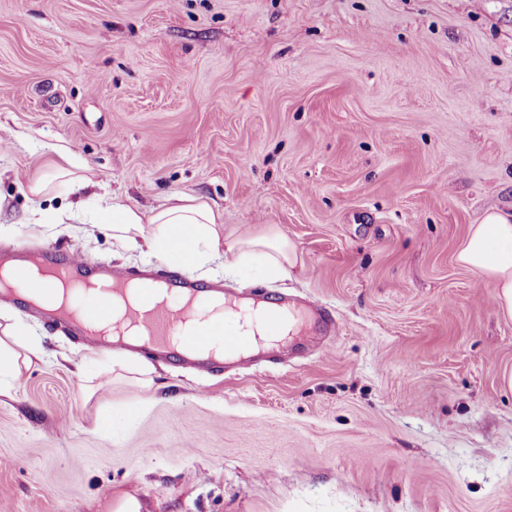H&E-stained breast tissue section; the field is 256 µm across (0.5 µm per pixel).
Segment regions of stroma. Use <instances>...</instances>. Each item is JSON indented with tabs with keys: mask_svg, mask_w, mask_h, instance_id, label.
I'll return each instance as SVG.
<instances>
[{
	"mask_svg": "<svg viewBox=\"0 0 512 512\" xmlns=\"http://www.w3.org/2000/svg\"><path fill=\"white\" fill-rule=\"evenodd\" d=\"M0 247L160 264L99 221L207 200L277 226L336 334L151 389L0 303L44 357L0 394V512H512V320L455 260L512 212V0H0ZM70 158L91 183L29 192ZM109 416L107 428L96 425Z\"/></svg>",
	"mask_w": 512,
	"mask_h": 512,
	"instance_id": "stroma-1",
	"label": "stroma"
}]
</instances>
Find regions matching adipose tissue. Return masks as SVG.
Masks as SVG:
<instances>
[{"label":"adipose tissue","instance_id":"adipose-tissue-1","mask_svg":"<svg viewBox=\"0 0 512 512\" xmlns=\"http://www.w3.org/2000/svg\"><path fill=\"white\" fill-rule=\"evenodd\" d=\"M100 218L124 232L143 224L153 225L154 249L165 261L177 265L197 263L203 252L220 254L227 269L240 271L257 264L268 277L277 278L286 275L296 263L293 244L273 226L255 236L222 242L218 230L220 214L199 197L175 195L169 204L148 214L116 198ZM184 228L192 232L185 246L176 239L177 231ZM457 261L491 284L500 314L512 319V213L491 211L480 223L472 225L459 246ZM39 355L38 346L21 322L1 329L0 390L11 388L22 366Z\"/></svg>","mask_w":512,"mask_h":512}]
</instances>
